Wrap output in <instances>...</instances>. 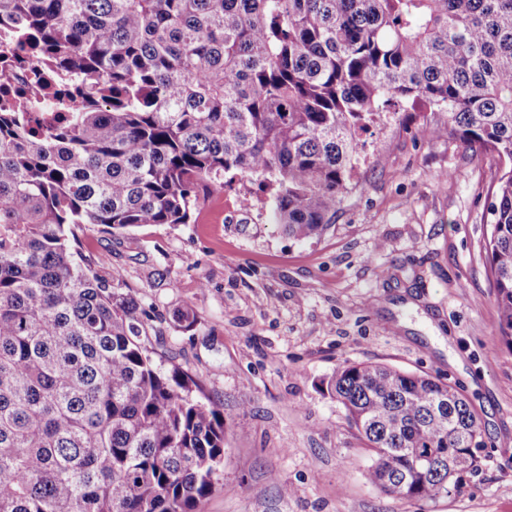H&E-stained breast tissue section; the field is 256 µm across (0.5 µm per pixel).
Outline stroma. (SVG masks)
Masks as SVG:
<instances>
[{"mask_svg":"<svg viewBox=\"0 0 512 512\" xmlns=\"http://www.w3.org/2000/svg\"><path fill=\"white\" fill-rule=\"evenodd\" d=\"M396 112L318 237L288 238L257 184L252 215L227 211L233 184L204 190L188 224L75 229L76 261L145 310L143 345L232 414L200 512H512V348L486 249L503 166L432 134L442 116L429 106ZM186 307L189 329L175 318ZM347 362L466 397L483 445L448 496L403 499L365 478L373 452L325 388Z\"/></svg>","mask_w":512,"mask_h":512,"instance_id":"obj_1","label":"stroma"}]
</instances>
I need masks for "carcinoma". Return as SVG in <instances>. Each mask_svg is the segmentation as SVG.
Returning a JSON list of instances; mask_svg holds the SVG:
<instances>
[{
	"mask_svg": "<svg viewBox=\"0 0 512 512\" xmlns=\"http://www.w3.org/2000/svg\"><path fill=\"white\" fill-rule=\"evenodd\" d=\"M17 50L40 90L12 84ZM1 60L0 512H198L224 462L230 413L156 363L72 227L187 224L200 191L254 179L316 237L392 103L505 163L487 251L512 348V0H0ZM328 391L384 493L433 501L477 462L450 384L346 363Z\"/></svg>",
	"mask_w": 512,
	"mask_h": 512,
	"instance_id": "obj_1",
	"label": "carcinoma"
}]
</instances>
